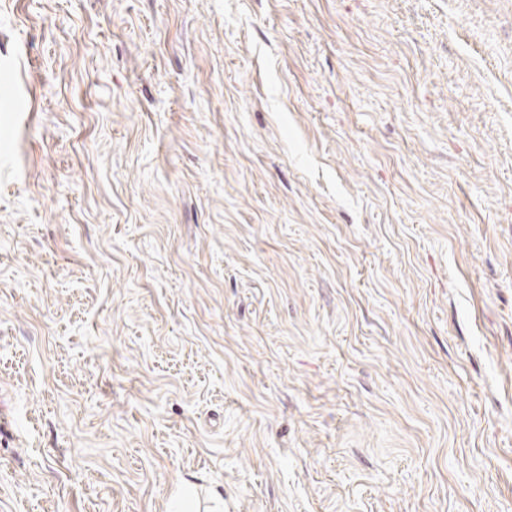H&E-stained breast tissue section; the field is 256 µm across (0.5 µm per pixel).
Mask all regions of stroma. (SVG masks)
Wrapping results in <instances>:
<instances>
[{"instance_id": "1", "label": "stroma", "mask_w": 512, "mask_h": 512, "mask_svg": "<svg viewBox=\"0 0 512 512\" xmlns=\"http://www.w3.org/2000/svg\"><path fill=\"white\" fill-rule=\"evenodd\" d=\"M0 512H512V0H0Z\"/></svg>"}]
</instances>
